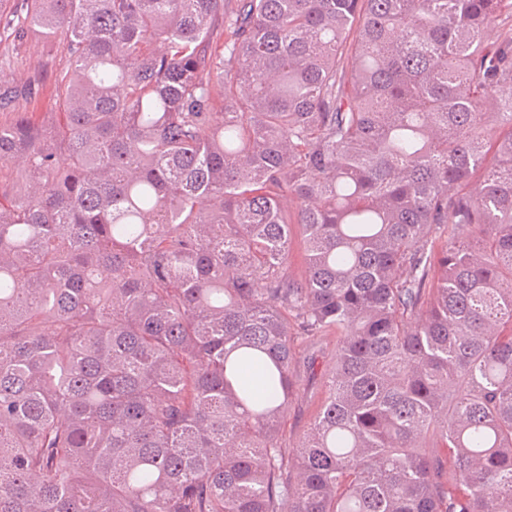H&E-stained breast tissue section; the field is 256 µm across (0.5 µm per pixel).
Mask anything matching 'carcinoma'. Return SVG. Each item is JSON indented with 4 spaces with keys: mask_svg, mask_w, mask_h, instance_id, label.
Listing matches in <instances>:
<instances>
[{
    "mask_svg": "<svg viewBox=\"0 0 512 512\" xmlns=\"http://www.w3.org/2000/svg\"><path fill=\"white\" fill-rule=\"evenodd\" d=\"M24 2L0 512H512V0ZM69 56L62 42L46 45L38 37L28 34L23 38H1L0 76L12 86L35 84L42 93L36 112H56L50 97L55 77L66 70ZM323 380L309 376L302 367L297 368L296 387L288 408L282 445L286 454H295L296 445L314 417L322 395Z\"/></svg>",
    "mask_w": 512,
    "mask_h": 512,
    "instance_id": "carcinoma-1",
    "label": "carcinoma"
}]
</instances>
